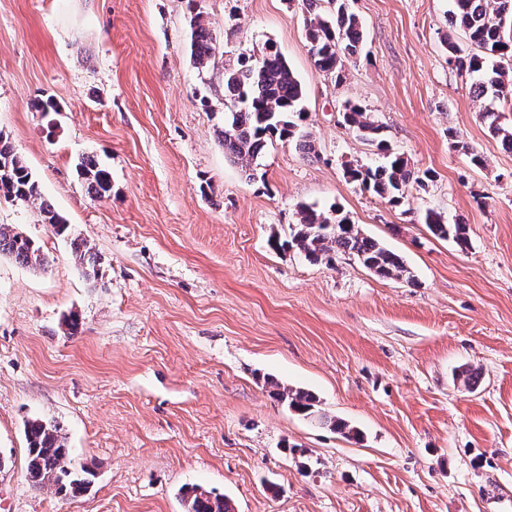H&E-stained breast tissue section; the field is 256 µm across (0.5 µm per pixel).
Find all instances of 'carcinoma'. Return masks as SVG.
<instances>
[{
  "instance_id": "1",
  "label": "carcinoma",
  "mask_w": 512,
  "mask_h": 512,
  "mask_svg": "<svg viewBox=\"0 0 512 512\" xmlns=\"http://www.w3.org/2000/svg\"><path fill=\"white\" fill-rule=\"evenodd\" d=\"M451 23L460 29L470 45L471 53L459 44L448 41V63L472 79L476 98L488 95L505 97L512 93V73L502 67L512 61V32L504 23L512 20V0H451ZM306 11V39L316 67L325 75L342 80L343 62L361 51L365 30L359 16L348 7V0H302ZM191 57L196 68L206 70L219 47L201 14L191 17ZM305 89L286 60L270 49L259 59L245 58L239 67L224 71V154L243 170L252 165L266 146L267 140L278 136L295 142L304 156L316 158L319 153L310 135L300 130L304 120ZM491 119V133L512 149V127L497 124L498 116L485 112ZM343 124L386 155V163L369 166L350 163L346 176L364 189L373 192L391 205L404 199L405 189L412 183L422 184L429 172L412 167L407 158L391 151L385 127L371 119L367 109L348 102L342 112ZM89 193L98 199L112 191L108 169L92 159L78 165ZM0 197L20 201H39L42 223L51 232L69 240L71 251L84 274L99 277L101 257L84 240L72 233L71 225L47 202L41 200L38 182L15 147L0 133ZM425 224L438 237L451 239L460 247L467 245V225L447 224L441 215L428 212ZM273 246L295 249L313 262H331L334 255L348 253L369 271L380 277L403 278L409 275L401 256L384 247L376 239L361 232L347 217L336 212L327 214L313 207L299 209V224L289 239L276 240ZM33 271L48 267V256L41 246L9 224H0V257ZM264 384L278 402L306 417L316 413L317 398L312 393L291 389L266 377ZM26 440V471L35 488L52 487L63 497L78 498L91 487L93 471L81 464H72L73 449L67 445L60 429L41 418L24 423ZM184 512H234L222 494L201 486L181 490Z\"/></svg>"
}]
</instances>
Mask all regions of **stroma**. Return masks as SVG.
I'll list each match as a JSON object with an SVG mask.
<instances>
[{
  "mask_svg": "<svg viewBox=\"0 0 512 512\" xmlns=\"http://www.w3.org/2000/svg\"><path fill=\"white\" fill-rule=\"evenodd\" d=\"M350 7L366 40L338 82L314 65L302 0H0V134L102 257L86 279L36 204L0 197V224L50 259L0 257V512H184L191 485L235 512H512V150L482 117L512 127V98L475 100L449 66L450 0ZM196 10L221 49L211 71L191 60ZM270 45L305 88L319 156L276 138L249 178L224 155L216 90ZM47 97L57 111L33 108ZM346 101L429 172L400 205L345 177L382 161L342 126ZM85 157L110 170L109 197L88 194ZM303 205L340 209L411 280L273 249ZM430 209L467 225L466 248L430 232ZM267 375L313 393L317 417ZM37 417L93 466L83 497L28 482ZM263 380L264 384L272 389L270 390V393L273 398L284 404L288 409L306 417H312L315 415V408L318 402L315 395L305 390H293L287 386L281 385L270 377H264Z\"/></svg>",
  "mask_w": 512,
  "mask_h": 512,
  "instance_id": "stroma-1",
  "label": "stroma"
}]
</instances>
